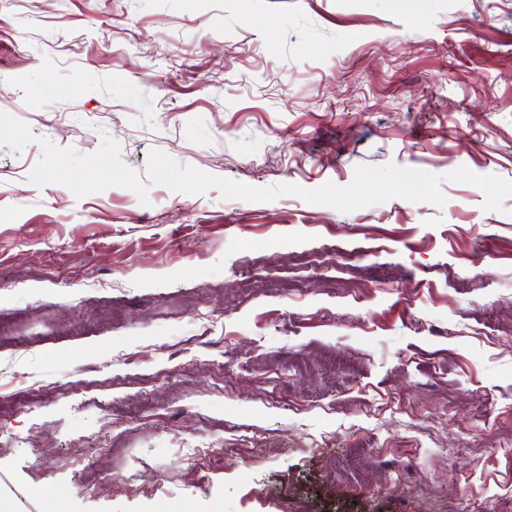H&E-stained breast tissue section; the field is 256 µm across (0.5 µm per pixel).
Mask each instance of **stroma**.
<instances>
[{"label":"stroma","mask_w":512,"mask_h":512,"mask_svg":"<svg viewBox=\"0 0 512 512\" xmlns=\"http://www.w3.org/2000/svg\"><path fill=\"white\" fill-rule=\"evenodd\" d=\"M0 112L141 175L512 181V0H0ZM40 156L0 146V512H512V197L78 199Z\"/></svg>","instance_id":"obj_1"}]
</instances>
